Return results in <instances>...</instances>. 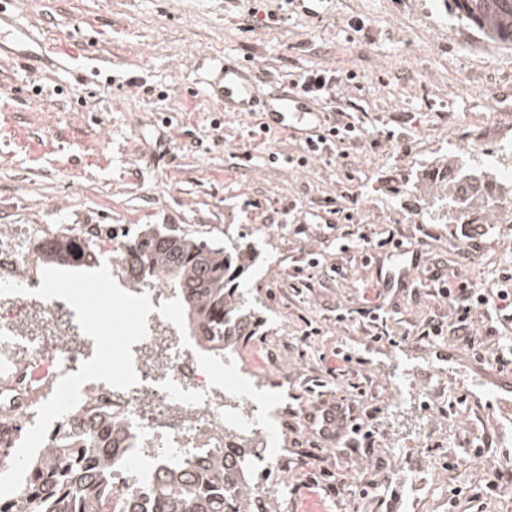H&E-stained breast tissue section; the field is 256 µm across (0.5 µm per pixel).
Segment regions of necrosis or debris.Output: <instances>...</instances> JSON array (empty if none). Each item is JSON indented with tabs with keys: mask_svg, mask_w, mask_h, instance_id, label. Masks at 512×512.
Returning <instances> with one entry per match:
<instances>
[{
	"mask_svg": "<svg viewBox=\"0 0 512 512\" xmlns=\"http://www.w3.org/2000/svg\"><path fill=\"white\" fill-rule=\"evenodd\" d=\"M67 236L97 256L111 258L118 246L112 228L100 224H7L0 228V281L24 286L21 294L0 296V443L16 448L35 424L38 408L54 393L61 377L78 372L94 355V342L81 330L64 300L33 296L41 285L47 241ZM166 286L146 282L153 313L147 336L131 348L137 383L119 389L99 380L86 382L81 404L111 407L131 441L122 449L124 467L117 482L136 488L147 482L154 462L190 455L200 448L238 446L243 434L259 439L249 459L251 470H277V398L247 382L246 368L216 375V358L183 346L179 330L156 308Z\"/></svg>",
	"mask_w": 512,
	"mask_h": 512,
	"instance_id": "obj_1",
	"label": "necrosis or debris"
}]
</instances>
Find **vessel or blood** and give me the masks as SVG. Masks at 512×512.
I'll use <instances>...</instances> for the list:
<instances>
[{
  "instance_id": "b4317fda",
  "label": "vessel or blood",
  "mask_w": 512,
  "mask_h": 512,
  "mask_svg": "<svg viewBox=\"0 0 512 512\" xmlns=\"http://www.w3.org/2000/svg\"><path fill=\"white\" fill-rule=\"evenodd\" d=\"M30 69L49 73L62 64L40 33L19 19L18 11L0 9V51ZM210 96L220 101L228 112H255L261 124L272 131L293 134L312 150L326 149L333 120L313 99L285 89L261 88L253 66L241 61H221L205 79Z\"/></svg>"
}]
</instances>
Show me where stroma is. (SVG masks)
<instances>
[{
    "label": "stroma",
    "instance_id": "35a3bbf8",
    "mask_svg": "<svg viewBox=\"0 0 512 512\" xmlns=\"http://www.w3.org/2000/svg\"><path fill=\"white\" fill-rule=\"evenodd\" d=\"M264 2L21 0L23 22L65 67L41 74L0 57V225L108 224L125 239L142 225L168 224L214 238L230 231L255 245L259 255L244 285L263 323L240 351L252 383L284 396L276 424L280 475L259 478L267 512H408L413 472L428 479L417 512H448L443 489L453 472L480 485L502 447L492 443L485 458L457 453L464 438L494 433V422L484 398L464 396L456 377L436 370L458 364L491 389L512 381V371L477 363L445 336L401 339L391 315H449L427 284L462 239L454 225L422 223L436 189L418 180L447 165L448 137L461 124L512 125V49L458 24L443 0H323L316 16L294 4L288 22L244 28L247 10ZM227 57L252 64L266 88L314 67L358 71L361 89L339 91L366 131L348 165L271 163L272 152L297 155L298 139L281 132L266 143L252 140L257 114L225 111L202 88L208 68ZM345 191L358 199L355 224L376 237L393 228L428 236L416 266L377 248L367 263L339 252L343 231L327 228L322 216ZM482 246V262L459 275L491 284L512 268V239L486 236ZM308 251L345 274L294 290L293 259ZM380 266L408 268L421 291L383 294L390 336L375 341L358 310ZM340 312L347 315L341 323ZM311 325L320 333L309 338ZM336 347L350 354L367 389L372 447L333 446L305 424L340 396L357 398L320 358ZM395 354L422 371L417 384L429 394L428 410L392 408ZM440 386L449 397H433ZM323 468L379 486L383 501L309 493L306 477Z\"/></svg>",
    "mask_w": 512,
    "mask_h": 512
}]
</instances>
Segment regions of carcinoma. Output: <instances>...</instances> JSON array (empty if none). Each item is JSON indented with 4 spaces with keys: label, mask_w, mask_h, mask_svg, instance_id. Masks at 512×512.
I'll return each instance as SVG.
<instances>
[{
    "label": "carcinoma",
    "mask_w": 512,
    "mask_h": 512,
    "mask_svg": "<svg viewBox=\"0 0 512 512\" xmlns=\"http://www.w3.org/2000/svg\"><path fill=\"white\" fill-rule=\"evenodd\" d=\"M460 24L477 30L491 45L512 46V0H444ZM448 191L434 196L421 215L423 224H449L459 210L454 184H482L488 169L456 163ZM72 241L57 238L47 247L49 263L66 260ZM136 282L163 280L184 305L188 334L217 356L236 351L261 326L257 307L240 288V278L255 264V253L229 235L201 239L168 224H146L122 253ZM127 433L112 420V410L95 403L60 425L49 447L36 452L29 487L9 495L0 512H263L261 497L247 472L250 449L203 448L198 461L188 455L161 468L156 480L135 493L117 486L121 460L114 450Z\"/></svg>",
    "instance_id": "obj_1"
}]
</instances>
